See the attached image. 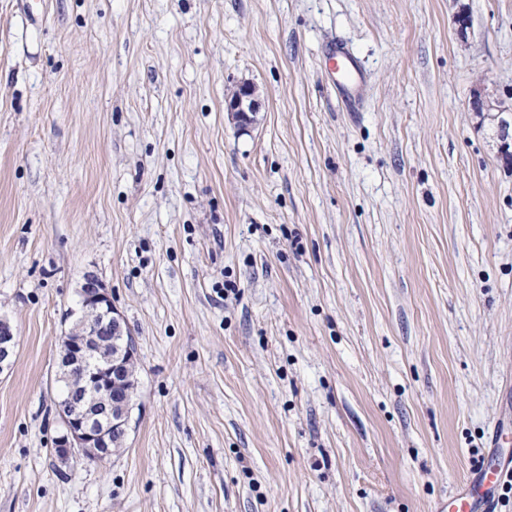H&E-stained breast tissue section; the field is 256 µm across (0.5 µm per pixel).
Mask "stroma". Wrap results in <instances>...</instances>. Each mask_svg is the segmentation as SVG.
Returning <instances> with one entry per match:
<instances>
[{"label": "stroma", "instance_id": "stroma-1", "mask_svg": "<svg viewBox=\"0 0 512 512\" xmlns=\"http://www.w3.org/2000/svg\"><path fill=\"white\" fill-rule=\"evenodd\" d=\"M480 89L512 107V0H0V512H437L512 376V162ZM90 274L137 398L119 452L64 464ZM324 54L339 76L331 81L337 102L348 112H358L365 101L367 85L357 59L342 43L326 46ZM225 110L239 129H247L254 123L258 110L255 87L242 83L225 99ZM17 346V333L6 318H0V373L10 368Z\"/></svg>", "mask_w": 512, "mask_h": 512}]
</instances>
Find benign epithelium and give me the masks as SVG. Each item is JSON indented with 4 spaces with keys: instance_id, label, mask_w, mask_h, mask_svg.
Instances as JSON below:
<instances>
[{
    "instance_id": "obj_1",
    "label": "benign epithelium",
    "mask_w": 512,
    "mask_h": 512,
    "mask_svg": "<svg viewBox=\"0 0 512 512\" xmlns=\"http://www.w3.org/2000/svg\"><path fill=\"white\" fill-rule=\"evenodd\" d=\"M474 105L480 112H504L502 103L479 93ZM225 110L240 129L254 123L258 110L255 87L242 83L225 99ZM81 315L74 321V336L67 339L69 351L60 368L69 375L68 397L62 401L59 422L63 432L54 452L62 463L75 456L104 460L112 456V434L126 439L130 423L128 394L119 378L126 362L136 360L134 341L123 318L112 304V294L89 276L79 289ZM17 333L0 318V373L15 355Z\"/></svg>"
}]
</instances>
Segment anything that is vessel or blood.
<instances>
[{
	"instance_id": "1",
	"label": "vessel or blood",
	"mask_w": 512,
	"mask_h": 512,
	"mask_svg": "<svg viewBox=\"0 0 512 512\" xmlns=\"http://www.w3.org/2000/svg\"><path fill=\"white\" fill-rule=\"evenodd\" d=\"M324 54L338 74L332 82L337 102L346 111H358L365 101L366 79L354 54L340 43L326 46ZM509 431L512 426L506 424L493 429L487 459L479 460L469 481L449 495L448 512H496L501 486L512 481V456L497 452L501 439Z\"/></svg>"
}]
</instances>
